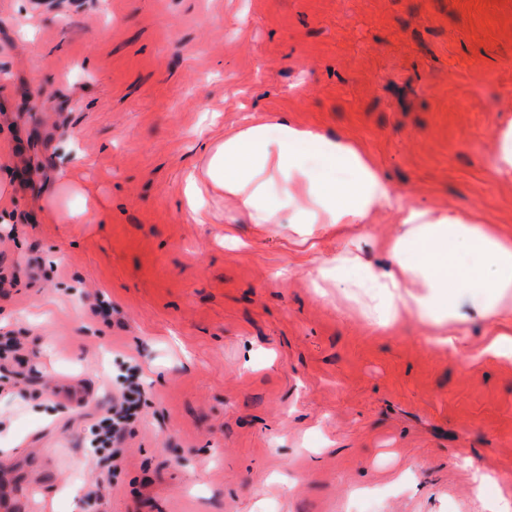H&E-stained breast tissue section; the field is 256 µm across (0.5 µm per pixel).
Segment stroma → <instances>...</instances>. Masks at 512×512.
<instances>
[{
	"label": "stroma",
	"mask_w": 512,
	"mask_h": 512,
	"mask_svg": "<svg viewBox=\"0 0 512 512\" xmlns=\"http://www.w3.org/2000/svg\"><path fill=\"white\" fill-rule=\"evenodd\" d=\"M280 112L512 237V178L490 163L512 123V0H0L13 512H482L478 471L512 499V361L320 297L287 225L241 217L225 245L208 148ZM87 207L96 221L67 223ZM397 227L386 208L361 226L365 262ZM133 371L114 464L90 428Z\"/></svg>",
	"instance_id": "obj_1"
}]
</instances>
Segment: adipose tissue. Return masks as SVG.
<instances>
[{"label": "adipose tissue", "mask_w": 512, "mask_h": 512, "mask_svg": "<svg viewBox=\"0 0 512 512\" xmlns=\"http://www.w3.org/2000/svg\"><path fill=\"white\" fill-rule=\"evenodd\" d=\"M206 175L231 206L226 223L240 215L253 224L288 222L294 244L311 253L324 235L347 244L333 261L315 263V290L329 283L359 289L373 324L388 328L403 314L416 316L438 328L439 344L454 353L474 312L488 339L473 359L512 360V238L454 209L405 201L358 142L285 116L254 118L210 151ZM382 208L397 212L399 229L378 269L353 247L356 225Z\"/></svg>", "instance_id": "adipose-tissue-1"}]
</instances>
